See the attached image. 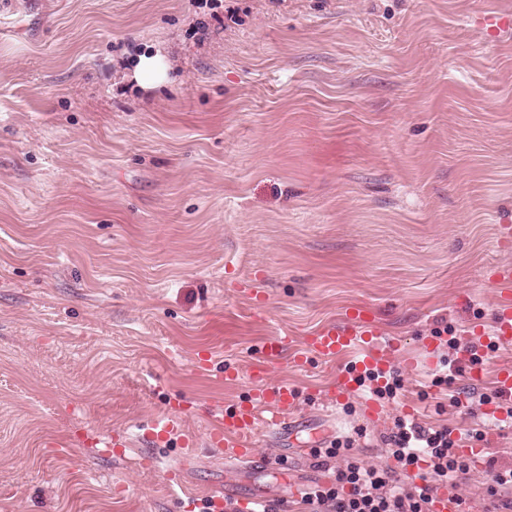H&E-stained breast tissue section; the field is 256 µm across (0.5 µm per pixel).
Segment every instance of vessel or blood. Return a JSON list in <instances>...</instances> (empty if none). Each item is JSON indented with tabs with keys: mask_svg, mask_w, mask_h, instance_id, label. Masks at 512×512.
Wrapping results in <instances>:
<instances>
[{
	"mask_svg": "<svg viewBox=\"0 0 512 512\" xmlns=\"http://www.w3.org/2000/svg\"><path fill=\"white\" fill-rule=\"evenodd\" d=\"M478 27L486 36H497L501 31L512 28L511 15L482 12L476 17ZM380 330L375 321L361 308L348 309L343 321L325 326L306 336L304 348L292 351L290 336H275L268 339L261 348L262 357L252 365L249 378L252 385L247 401L225 412L218 418L210 432L212 446L223 448L224 458L229 462H247L253 459V440L259 427L275 431L287 430L291 425V412L295 407L297 394L292 384L268 381V367L285 354H292L295 365H303L307 354L334 362L348 354L355 347H364L362 357L343 366L336 378L331 394L340 397L355 391L361 380L366 378L384 379L393 357V348L379 344ZM494 336L497 343H512V298L502 297L498 303ZM498 404H485L486 413H495L497 406L512 405V371H503L496 386Z\"/></svg>",
	"mask_w": 512,
	"mask_h": 512,
	"instance_id": "obj_1",
	"label": "vessel or blood"
}]
</instances>
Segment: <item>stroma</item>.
Masks as SVG:
<instances>
[{
  "label": "stroma",
  "mask_w": 512,
  "mask_h": 512,
  "mask_svg": "<svg viewBox=\"0 0 512 512\" xmlns=\"http://www.w3.org/2000/svg\"><path fill=\"white\" fill-rule=\"evenodd\" d=\"M485 8L512 0H0V512H301L294 487L343 464L315 449L394 467L403 417L483 432L457 488L482 512L489 458L512 463L483 413L512 367L487 347L512 266V31L486 38ZM155 49L167 78L139 85ZM353 306L397 345L396 398L331 402L337 364L284 356L292 425L225 462L208 435L263 341ZM467 329L480 378L440 383Z\"/></svg>",
  "instance_id": "35a3bbf8"
}]
</instances>
